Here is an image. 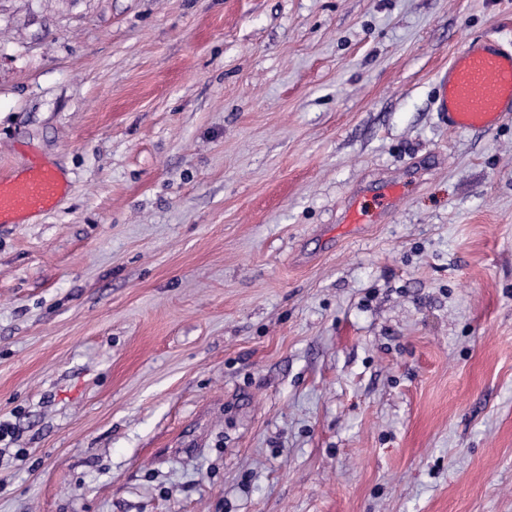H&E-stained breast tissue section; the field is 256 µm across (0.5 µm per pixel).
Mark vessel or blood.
I'll list each match as a JSON object with an SVG mask.
<instances>
[{"instance_id":"b4317fda","label":"vessel or blood","mask_w":512,"mask_h":512,"mask_svg":"<svg viewBox=\"0 0 512 512\" xmlns=\"http://www.w3.org/2000/svg\"><path fill=\"white\" fill-rule=\"evenodd\" d=\"M435 106L449 129H492L512 112V49L489 37L459 52L440 76ZM64 192V182L47 166L31 167L18 178H0V223L50 210Z\"/></svg>"}]
</instances>
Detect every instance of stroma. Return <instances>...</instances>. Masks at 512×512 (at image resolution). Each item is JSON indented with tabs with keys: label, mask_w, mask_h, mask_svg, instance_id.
<instances>
[{
	"label": "stroma",
	"mask_w": 512,
	"mask_h": 512,
	"mask_svg": "<svg viewBox=\"0 0 512 512\" xmlns=\"http://www.w3.org/2000/svg\"><path fill=\"white\" fill-rule=\"evenodd\" d=\"M485 36L512 0H0V175L66 183L0 224V512H512V114L434 110Z\"/></svg>",
	"instance_id": "35a3bbf8"
}]
</instances>
